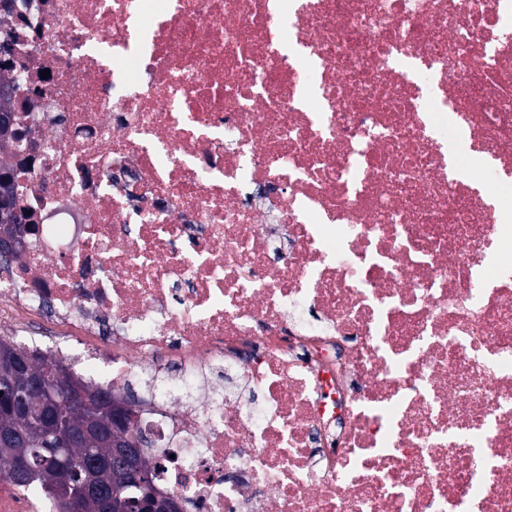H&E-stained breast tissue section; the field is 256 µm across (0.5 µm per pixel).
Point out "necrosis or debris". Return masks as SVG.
<instances>
[{
  "label": "necrosis or debris",
  "instance_id": "4bbe7bcc",
  "mask_svg": "<svg viewBox=\"0 0 512 512\" xmlns=\"http://www.w3.org/2000/svg\"><path fill=\"white\" fill-rule=\"evenodd\" d=\"M0 77V321L183 512H512V0H0ZM0 187V240H2V230H6L14 238L18 222L13 210L12 195L8 184L1 180Z\"/></svg>",
  "mask_w": 512,
  "mask_h": 512
}]
</instances>
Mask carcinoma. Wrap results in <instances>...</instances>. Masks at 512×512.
<instances>
[{"instance_id":"1","label":"carcinoma","mask_w":512,"mask_h":512,"mask_svg":"<svg viewBox=\"0 0 512 512\" xmlns=\"http://www.w3.org/2000/svg\"><path fill=\"white\" fill-rule=\"evenodd\" d=\"M17 216L7 183L0 182V231L10 236L17 231ZM8 352L30 375L42 385L40 391L32 394L29 401L39 403L46 395L54 393L64 403L61 426L68 436L64 453L71 465L61 466L56 459L40 447L41 437L37 435L34 421L14 408L16 394L5 383L11 368L4 363L1 352ZM123 417L120 430L127 435L128 447L135 449L134 468L151 476L153 470L140 454V448L148 443V433L141 426V419L132 408L128 396L116 398L112 388L86 384L72 376L62 364L49 360L41 353H29V349L17 342L0 336V435L13 436L11 448L0 447V462L9 469V482L18 488L36 485L44 488L50 512H68V505L61 491L70 489L76 494L83 492L78 473L87 465L95 466L94 476L98 485L123 486L122 495L131 499L143 495V490L134 482L121 479L112 464V427L116 424L114 414ZM19 456L29 458L33 465L31 474L21 477L16 474L14 461Z\"/></svg>"}]
</instances>
